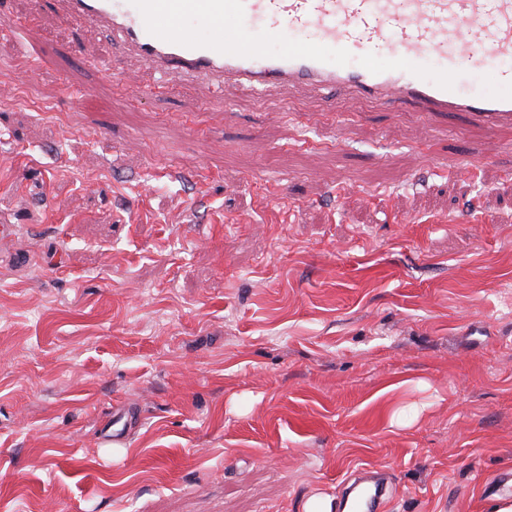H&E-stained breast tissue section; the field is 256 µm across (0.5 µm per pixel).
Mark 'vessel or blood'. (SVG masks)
Segmentation results:
<instances>
[{
  "instance_id": "vessel-or-blood-1",
  "label": "vessel or blood",
  "mask_w": 512,
  "mask_h": 512,
  "mask_svg": "<svg viewBox=\"0 0 512 512\" xmlns=\"http://www.w3.org/2000/svg\"><path fill=\"white\" fill-rule=\"evenodd\" d=\"M72 30L110 32L152 88L193 76L218 97L238 86L265 94L352 95L382 105L413 103L490 130L512 128V0H33ZM204 19L199 40L178 24ZM314 38L270 54L260 39L283 32ZM387 53L384 64L373 61ZM492 74L493 91H469L472 68ZM380 479L350 487V512H374Z\"/></svg>"
}]
</instances>
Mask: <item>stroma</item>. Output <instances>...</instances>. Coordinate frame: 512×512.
<instances>
[{
	"instance_id": "35a3bbf8",
	"label": "stroma",
	"mask_w": 512,
	"mask_h": 512,
	"mask_svg": "<svg viewBox=\"0 0 512 512\" xmlns=\"http://www.w3.org/2000/svg\"><path fill=\"white\" fill-rule=\"evenodd\" d=\"M80 42L0 13V512L512 500V131L138 92ZM347 492V501L349 496L350 512H373L376 503L385 493L384 484L379 478L365 477L358 481L356 485L351 486Z\"/></svg>"
}]
</instances>
